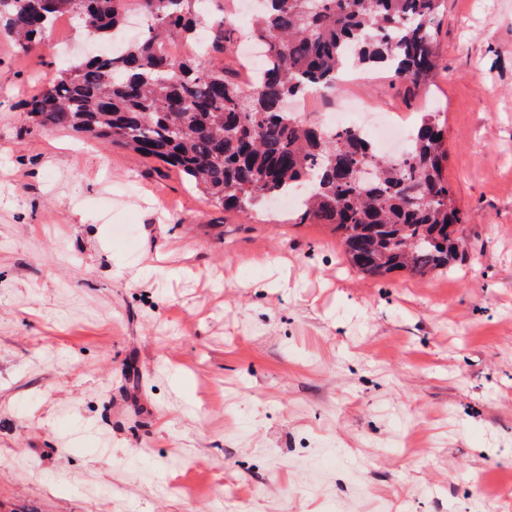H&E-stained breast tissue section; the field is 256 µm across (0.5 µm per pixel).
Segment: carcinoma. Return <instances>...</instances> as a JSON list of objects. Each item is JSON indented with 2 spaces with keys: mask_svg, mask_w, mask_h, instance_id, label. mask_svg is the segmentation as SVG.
Listing matches in <instances>:
<instances>
[{
  "mask_svg": "<svg viewBox=\"0 0 512 512\" xmlns=\"http://www.w3.org/2000/svg\"><path fill=\"white\" fill-rule=\"evenodd\" d=\"M443 0H264L248 36L268 58L250 84L229 75L225 58L233 0H83L87 36L106 43L129 12L140 36L60 70L25 104L44 131L70 129L174 168L209 201L244 216L303 190L301 224H329L364 275L405 270L425 278L464 261L466 217L443 177V130L433 112L413 128L407 157L377 154L356 129L328 133L291 115L285 103L329 94L348 62L420 85L437 68L434 24ZM74 0H0V26L25 48ZM208 14L211 61L169 57L171 39L193 42ZM360 163L372 171L355 182Z\"/></svg>",
  "mask_w": 512,
  "mask_h": 512,
  "instance_id": "carcinoma-1",
  "label": "carcinoma"
}]
</instances>
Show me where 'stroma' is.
<instances>
[{
    "label": "stroma",
    "mask_w": 512,
    "mask_h": 512,
    "mask_svg": "<svg viewBox=\"0 0 512 512\" xmlns=\"http://www.w3.org/2000/svg\"><path fill=\"white\" fill-rule=\"evenodd\" d=\"M84 35H0V512H512V0H445L428 84L467 216L448 275L235 216L24 105Z\"/></svg>",
    "instance_id": "1"
}]
</instances>
